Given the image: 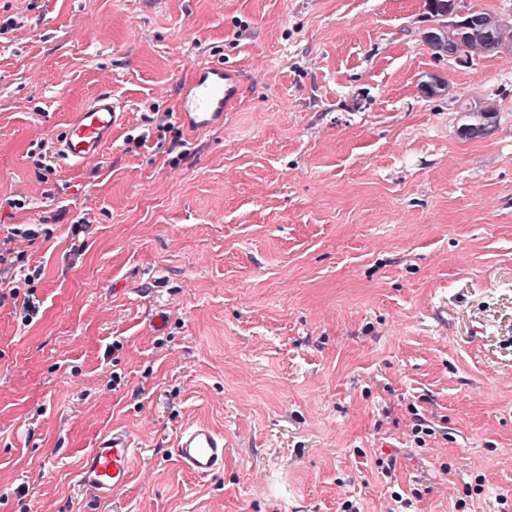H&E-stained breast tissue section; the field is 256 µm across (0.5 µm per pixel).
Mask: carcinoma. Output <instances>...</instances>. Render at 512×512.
Wrapping results in <instances>:
<instances>
[{
    "label": "carcinoma",
    "mask_w": 512,
    "mask_h": 512,
    "mask_svg": "<svg viewBox=\"0 0 512 512\" xmlns=\"http://www.w3.org/2000/svg\"><path fill=\"white\" fill-rule=\"evenodd\" d=\"M427 15L437 22V25L423 33L424 41L439 57L455 55L461 61L468 63L474 56H489L498 53V46L502 43L512 42V27L509 25H495L493 21L498 16L484 12L474 11L467 15L470 25L461 32H453L448 36L444 25L448 20L443 18L447 13V0H424ZM463 111L467 125H483V135H489L496 124V114L484 118V113L474 112L468 104H463Z\"/></svg>",
    "instance_id": "carcinoma-1"
}]
</instances>
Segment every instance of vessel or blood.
Here are the masks:
<instances>
[{
  "instance_id": "obj_1",
  "label": "vessel or blood",
  "mask_w": 512,
  "mask_h": 512,
  "mask_svg": "<svg viewBox=\"0 0 512 512\" xmlns=\"http://www.w3.org/2000/svg\"><path fill=\"white\" fill-rule=\"evenodd\" d=\"M242 87L234 70L217 64L197 67L177 95V116L193 136L223 128L224 114L239 100ZM123 113L110 92L98 93L69 122L57 146L60 158L76 164L99 158ZM170 452L187 471L201 478L215 476L224 468V436L204 422L180 429ZM138 456L128 434L110 430L83 459L79 482L96 499H111L129 486Z\"/></svg>"
}]
</instances>
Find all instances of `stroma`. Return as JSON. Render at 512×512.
Wrapping results in <instances>:
<instances>
[{
    "label": "stroma",
    "instance_id": "stroma-1",
    "mask_svg": "<svg viewBox=\"0 0 512 512\" xmlns=\"http://www.w3.org/2000/svg\"><path fill=\"white\" fill-rule=\"evenodd\" d=\"M431 24L424 0H0V196L27 202L0 235L44 227L14 243L37 317L0 303V512H512V52L435 56ZM208 61L244 91L192 140L175 94ZM101 91L125 120L99 162L35 167ZM466 102L489 136L459 135ZM197 421L226 443L209 480L168 450ZM114 428L141 466L95 503L77 471Z\"/></svg>",
    "mask_w": 512,
    "mask_h": 512
}]
</instances>
